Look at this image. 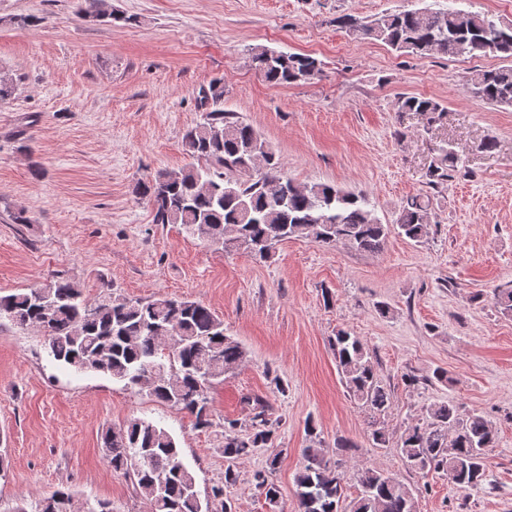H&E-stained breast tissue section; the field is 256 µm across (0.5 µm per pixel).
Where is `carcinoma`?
<instances>
[{
	"label": "carcinoma",
	"mask_w": 512,
	"mask_h": 512,
	"mask_svg": "<svg viewBox=\"0 0 512 512\" xmlns=\"http://www.w3.org/2000/svg\"><path fill=\"white\" fill-rule=\"evenodd\" d=\"M84 16L107 22L129 21L105 9L104 0H84ZM361 39H374L397 52L420 58L493 55L506 64L475 69L468 91L492 106L512 107V22L485 13L450 8L382 13L365 20L353 15L336 18ZM252 63L276 85L308 82L322 74L320 61L309 56L252 48ZM223 92L210 86L199 104L203 122L184 136L187 153L201 161L175 173L160 172L140 179L134 193L149 201L152 223L181 224L214 245H231L255 259L270 258L275 245L288 239H307L321 245L341 243L360 252L380 251L393 232L417 243L428 236L429 204L407 199L393 224H384L369 199L336 184L300 185L283 175L270 144L249 124L226 112ZM397 111L417 112L431 127L442 122L446 107L430 97L401 96ZM461 158L453 147L442 146L425 172L437 188L458 172ZM51 288L38 287L0 296V319L31 329L43 337L48 355L61 367L77 373L102 372L152 400L195 416L196 426L213 425L210 392L224 375L245 358L241 344L224 334V320L207 306L188 299L160 296L129 299L107 286L95 299L81 286L55 276ZM495 304L512 314V288H497ZM336 366L349 396L372 415L386 413L392 392L377 375L372 356L362 341L347 331L331 341ZM426 426H407L396 442L403 465L414 471L435 470L466 491L486 479V459L495 437L487 418L476 412L462 415L448 401L426 408ZM277 420L255 404L247 433L237 422L224 423V458L234 462L256 448L273 444ZM108 464L133 479L146 512H234L224 489L236 484L233 466L224 482L201 499L192 472L183 464L175 437L165 428L134 417L102 434ZM355 444L337 440L332 463L322 448L304 449L305 465L295 477L299 512H342L346 475L343 452ZM359 494L350 512H412V493L395 473L362 467L354 473ZM271 512H282L278 487L267 470L254 475ZM73 492L66 488L45 496L40 512H74Z\"/></svg>",
	"instance_id": "obj_1"
}]
</instances>
